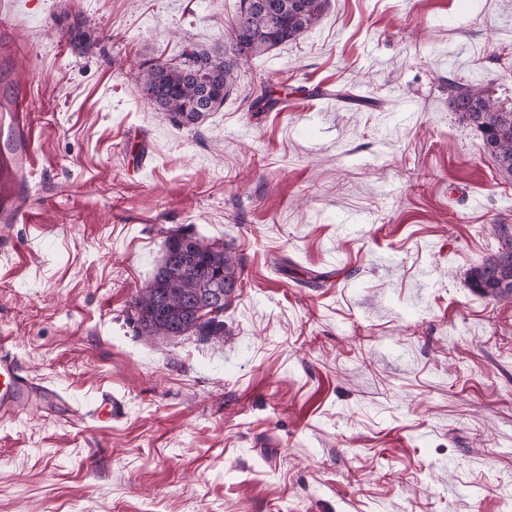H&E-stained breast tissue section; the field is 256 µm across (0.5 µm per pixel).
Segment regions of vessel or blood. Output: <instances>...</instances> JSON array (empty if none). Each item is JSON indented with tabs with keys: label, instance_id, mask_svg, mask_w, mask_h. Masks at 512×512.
Listing matches in <instances>:
<instances>
[{
	"label": "vessel or blood",
	"instance_id": "obj_1",
	"mask_svg": "<svg viewBox=\"0 0 512 512\" xmlns=\"http://www.w3.org/2000/svg\"><path fill=\"white\" fill-rule=\"evenodd\" d=\"M27 95L0 100V114L10 119L9 137L0 146L9 157V169L0 177V223L27 222L31 210L29 174L33 167V134L25 118ZM44 404L59 403L60 396L43 386L13 353L7 338L0 336V420L15 418L33 397Z\"/></svg>",
	"mask_w": 512,
	"mask_h": 512
}]
</instances>
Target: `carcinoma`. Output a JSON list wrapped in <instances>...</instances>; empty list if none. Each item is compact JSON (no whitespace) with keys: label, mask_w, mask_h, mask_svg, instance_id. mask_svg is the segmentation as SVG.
Here are the masks:
<instances>
[{"label":"carcinoma","mask_w":512,"mask_h":512,"mask_svg":"<svg viewBox=\"0 0 512 512\" xmlns=\"http://www.w3.org/2000/svg\"><path fill=\"white\" fill-rule=\"evenodd\" d=\"M329 0H240L232 27L237 59L219 49L193 50L173 64L152 58L140 66L137 82L148 92L150 105L175 126L194 127L224 106L239 80L242 65L252 57L297 40L322 19ZM251 107L272 100V90L261 82L252 88ZM448 105L460 121L479 133L500 173L512 177V108L498 107L480 87L448 79ZM504 239L497 254L471 269L469 287L499 302H512V229L499 228ZM242 275L241 260L220 243L187 234H170L164 255L152 279L130 307L139 332L151 339L195 336L224 339V310ZM223 296L215 316L201 310L210 297Z\"/></svg>","instance_id":"obj_1"}]
</instances>
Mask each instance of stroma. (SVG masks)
I'll return each mask as SVG.
<instances>
[{"label": "stroma", "mask_w": 512, "mask_h": 512, "mask_svg": "<svg viewBox=\"0 0 512 512\" xmlns=\"http://www.w3.org/2000/svg\"><path fill=\"white\" fill-rule=\"evenodd\" d=\"M474 3L330 0L186 128L139 66L223 46L240 0H0L35 158L0 336L86 414L0 421V512H512V303L468 283L512 177L448 106L454 78L512 108V0ZM175 232L244 262L223 340L131 319Z\"/></svg>", "instance_id": "obj_1"}]
</instances>
